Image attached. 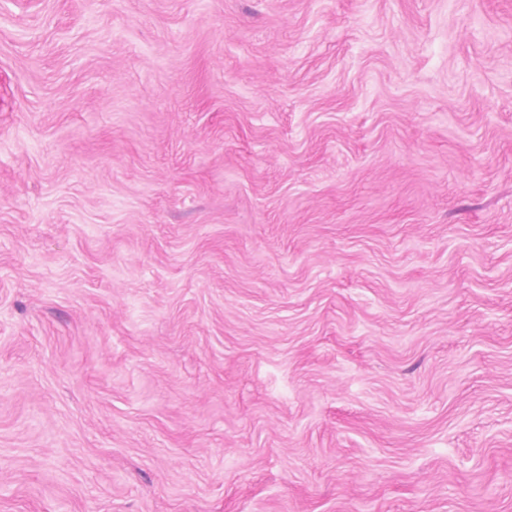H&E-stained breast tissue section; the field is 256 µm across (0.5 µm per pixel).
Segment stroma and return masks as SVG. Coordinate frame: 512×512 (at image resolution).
Listing matches in <instances>:
<instances>
[{
  "mask_svg": "<svg viewBox=\"0 0 512 512\" xmlns=\"http://www.w3.org/2000/svg\"><path fill=\"white\" fill-rule=\"evenodd\" d=\"M0 512H512V0H0Z\"/></svg>",
  "mask_w": 512,
  "mask_h": 512,
  "instance_id": "obj_1",
  "label": "stroma"
}]
</instances>
